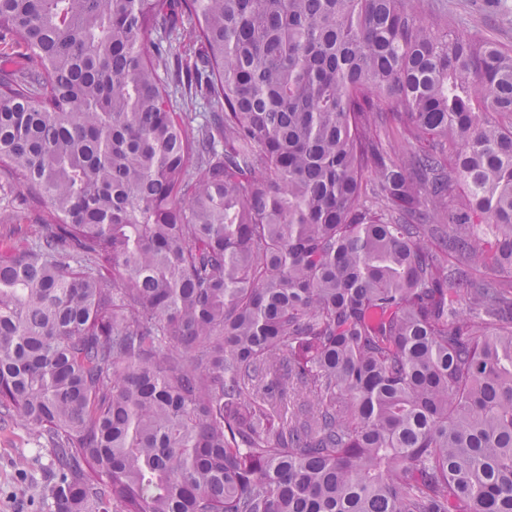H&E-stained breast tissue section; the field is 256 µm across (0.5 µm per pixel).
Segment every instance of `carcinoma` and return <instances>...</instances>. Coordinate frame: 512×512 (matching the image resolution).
<instances>
[{"label":"carcinoma","instance_id":"1","mask_svg":"<svg viewBox=\"0 0 512 512\" xmlns=\"http://www.w3.org/2000/svg\"><path fill=\"white\" fill-rule=\"evenodd\" d=\"M453 24L0 0V424L51 512H512V48ZM38 223L36 212L22 203L17 185L0 174V232L3 225Z\"/></svg>","mask_w":512,"mask_h":512}]
</instances>
